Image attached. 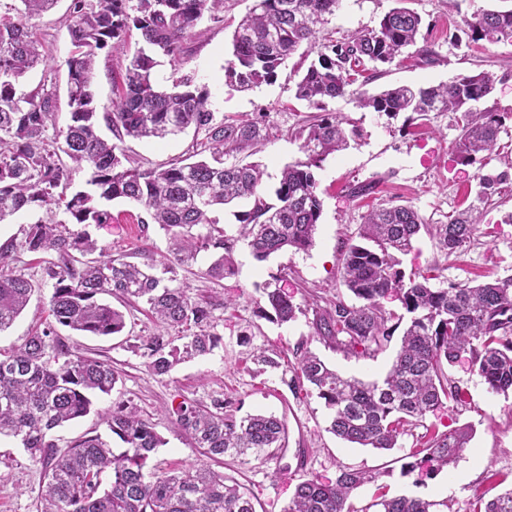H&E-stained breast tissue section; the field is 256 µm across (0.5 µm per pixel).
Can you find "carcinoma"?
Listing matches in <instances>:
<instances>
[{
    "instance_id": "cac0c4a2",
    "label": "carcinoma",
    "mask_w": 512,
    "mask_h": 512,
    "mask_svg": "<svg viewBox=\"0 0 512 512\" xmlns=\"http://www.w3.org/2000/svg\"><path fill=\"white\" fill-rule=\"evenodd\" d=\"M18 2L0 13V223L24 212L44 216L28 224L19 243L0 246V332L46 284L54 322L0 352V437L19 441L41 466L45 512H256L245 488L210 462L226 455L243 461L271 457L283 447L286 426L273 414L238 417L221 398L208 403L184 398L168 409L204 457L183 471L151 465L164 440L149 419L126 404L112 407L108 420L110 432L126 445L123 451L114 452L94 435L58 453L53 431L90 414L96 399L114 389L119 373L107 362L71 351L57 327L82 336L122 335L125 313L102 300L119 296L126 305L145 302L152 317L180 332L132 345L150 373L167 375L182 361L211 353L221 342L214 312L224 302L215 292L191 295L178 271L192 272L200 253L210 252L214 261L197 276L224 279L235 273L232 252L239 238L260 261L313 246L322 214L314 169L357 136L356 129L346 130L349 120L325 111L326 100L349 93L364 62L390 65L416 45L422 18L395 7L377 26L338 40L322 34L321 27L340 0H255L233 31L226 83L244 90L270 83L301 47L305 57L316 54L295 83V98L313 110L291 132L305 160L283 168L269 201L258 191L262 164L239 159L259 151L265 125L217 118L207 85L194 73L182 74L169 89L155 76L157 57L178 62L183 41L204 18L219 21L226 0H71L66 23L72 49L64 61L69 117L63 129L56 128L55 90L47 88L55 85L57 66L28 23L58 0ZM133 29L142 44L125 67V88L102 106L93 88L97 60ZM463 36L473 43L512 40V7L464 18L448 33L453 41ZM39 67L43 83L24 89L23 79ZM492 89L491 77L478 73L428 87L391 86L358 98L360 107L389 117L452 113L459 130L452 153L458 162L479 167L475 203L448 223L428 224L413 207L389 203L364 216L359 229L364 243L346 245L340 277L360 303L331 302L316 319V333L342 351L365 353L382 347L406 322L382 381L345 378L309 349H296L288 387L297 393L309 384L329 411L326 431L348 443L393 449L443 401L464 402L462 388L448 376V368L464 360L491 391L512 392V277L434 288L430 275L405 277L398 259L422 231L448 255L462 252L475 235L479 206L492 204L512 186L511 172L486 169L512 112L473 107ZM103 127L112 139L101 135ZM188 128L203 135L202 151L188 163L146 168L123 148L127 138L163 139ZM81 171L87 174L85 186L76 188L74 175ZM117 199L140 205L146 214L140 223L166 232L163 261L136 262L137 252L112 255L92 238L90 226L112 223L109 203ZM240 199L250 207L234 213L240 224L235 239L214 212ZM16 249L54 253L56 260L35 282L12 266ZM263 298L280 323L301 310L279 288L263 289ZM389 299L404 313L386 308ZM471 438L467 426L433 434L412 454L404 473L442 471L463 455ZM374 479L351 469L341 470L333 482L308 479L296 486L284 512H353L350 497ZM376 505L378 512H435L438 503L401 495ZM471 512H512V489L476 501Z\"/></svg>"
}]
</instances>
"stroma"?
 I'll return each mask as SVG.
<instances>
[{
	"label": "stroma",
	"mask_w": 512,
	"mask_h": 512,
	"mask_svg": "<svg viewBox=\"0 0 512 512\" xmlns=\"http://www.w3.org/2000/svg\"><path fill=\"white\" fill-rule=\"evenodd\" d=\"M220 22L203 20L201 33L183 43L178 63L162 61L156 79L171 85L176 72H192L211 91L213 109L232 119H259L269 136L257 158L266 175L261 193L272 195L281 169L303 157L298 142L291 140L293 127L309 113L295 99L297 70L305 64L293 55L276 79L250 90L225 84L224 64L230 55L232 32L254 4V0H229ZM70 0H59L49 13L33 18L39 37L44 38L56 62H64L70 48L65 17ZM396 0H342L328 27L338 36L375 27L380 18L395 7ZM405 5L421 15V34L435 59L425 62L408 58L382 66L379 77L370 83L354 84L351 94L329 100L326 108L350 120L359 135L350 146L329 155L315 169L317 194L322 215L315 243L308 251L287 250L264 261L254 258L244 242H237L233 257L237 271L217 286L228 307L215 312L214 330L220 345L211 354L178 364L166 376L148 372L145 360L132 349L137 337L158 332L156 322L141 308L125 307L123 335L96 338L69 330L59 335L72 350L111 364L120 379L110 394L100 396L88 416L56 430L59 450L86 433L108 437L112 447H120L112 437L107 419L113 405L136 406L154 424L164 439L153 459L159 469L186 468L200 462L201 455L190 438L168 414L171 404L181 398L207 400L223 396L236 415L272 413L287 426L286 442L273 458L243 462L230 457L218 463V470L234 477L248 489L257 512H283L300 482L318 478L335 480L340 469L373 470L376 482L356 490L351 498L361 507L379 495L419 496L444 501L450 512H470L476 498L492 499L512 488V394L492 392L466 365L453 367L449 375L466 392V405L444 404L428 426L440 431L468 426L473 438L462 457L447 470L431 476L403 472L418 443L415 436H402L396 448L377 451L348 444L326 432L327 410L313 394L293 393L283 381L281 370L258 372L249 356L251 347H265L269 355L284 363L295 360L297 346L304 345L321 356L338 373L364 381L382 379L391 367L400 345L399 336L366 355H353L326 344L314 328L316 308L326 307L335 298H349L340 278L342 254L347 242L356 240L364 215L388 202L412 206L431 224L447 223L449 215L466 208L476 166L457 163L451 147L459 131L451 115L432 112L411 122L360 108L355 94L377 92L390 85L429 86L445 83L458 75L486 72L494 81L492 102L499 109H512V42L481 41L454 43L448 28L461 16L493 8L495 0H406ZM140 40L132 33L125 43L100 56L94 77V91L100 104H109L113 84L118 81ZM195 142L193 132L163 140H130L126 146L147 166L164 165L186 157ZM372 184L371 193L356 196L357 184ZM112 221L92 228L93 238L110 253L146 251L155 260L167 252V238L157 225L141 229L137 219L143 209L133 202L116 200L111 206ZM512 196L497 200L483 212L482 222L470 247L458 255H447L435 238L420 233L411 252L400 258L405 273H417L437 266L442 270L435 287L451 282L488 281L512 276ZM284 287L294 303L304 306V314L287 323L266 317L261 304L262 290ZM49 288L35 293L10 329L0 334V350L19 346L29 334L49 321ZM42 470L24 449L9 438L0 440V512H40L38 498Z\"/></svg>",
	"instance_id": "35a3bbf8"
}]
</instances>
